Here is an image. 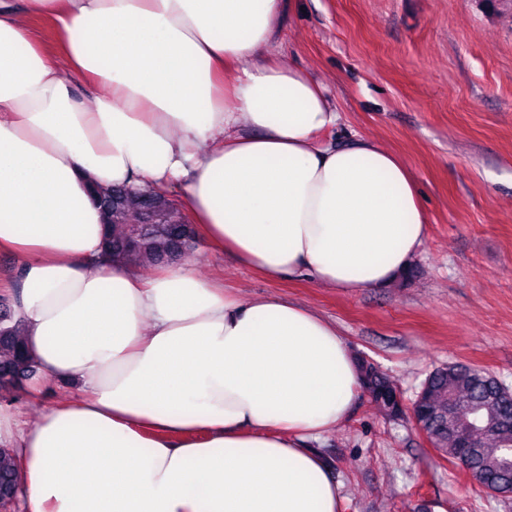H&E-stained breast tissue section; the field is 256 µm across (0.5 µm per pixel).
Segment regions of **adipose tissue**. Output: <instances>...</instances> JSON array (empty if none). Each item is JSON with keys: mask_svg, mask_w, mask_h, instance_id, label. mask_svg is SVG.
<instances>
[{"mask_svg": "<svg viewBox=\"0 0 512 512\" xmlns=\"http://www.w3.org/2000/svg\"><path fill=\"white\" fill-rule=\"evenodd\" d=\"M284 9L0 0V252L17 258L0 292L41 382L75 389L30 423L0 407L24 512H341L311 448L361 393L336 324L185 262L146 280L97 261L94 184L178 192L210 248L271 280L361 292L412 264L414 175L364 137L327 139L325 87L267 53Z\"/></svg>", "mask_w": 512, "mask_h": 512, "instance_id": "adipose-tissue-1", "label": "adipose tissue"}]
</instances>
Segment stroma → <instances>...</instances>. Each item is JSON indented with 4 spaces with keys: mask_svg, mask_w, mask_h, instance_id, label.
<instances>
[{
    "mask_svg": "<svg viewBox=\"0 0 512 512\" xmlns=\"http://www.w3.org/2000/svg\"><path fill=\"white\" fill-rule=\"evenodd\" d=\"M270 54L323 80L342 121L399 154L429 216L407 278L350 294L274 282L199 244L196 274L240 298L276 295L336 322L412 401L451 362L512 388V12L490 0H290ZM342 512H512L369 401L317 443Z\"/></svg>",
    "mask_w": 512,
    "mask_h": 512,
    "instance_id": "obj_1",
    "label": "stroma"
}]
</instances>
